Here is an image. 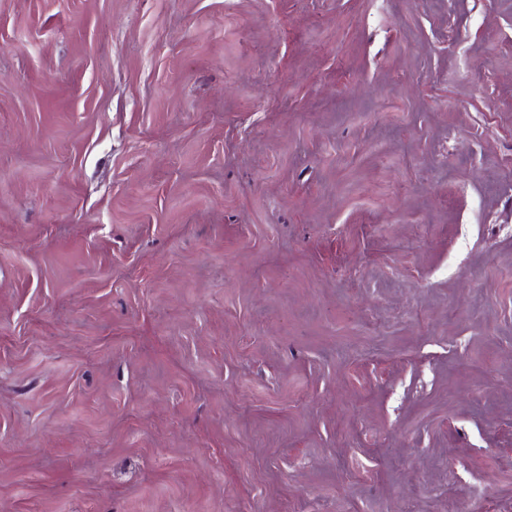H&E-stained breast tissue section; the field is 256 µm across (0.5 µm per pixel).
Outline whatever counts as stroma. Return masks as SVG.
Returning <instances> with one entry per match:
<instances>
[{
  "instance_id": "stroma-1",
  "label": "stroma",
  "mask_w": 512,
  "mask_h": 512,
  "mask_svg": "<svg viewBox=\"0 0 512 512\" xmlns=\"http://www.w3.org/2000/svg\"><path fill=\"white\" fill-rule=\"evenodd\" d=\"M0 512H512V0H0Z\"/></svg>"
}]
</instances>
